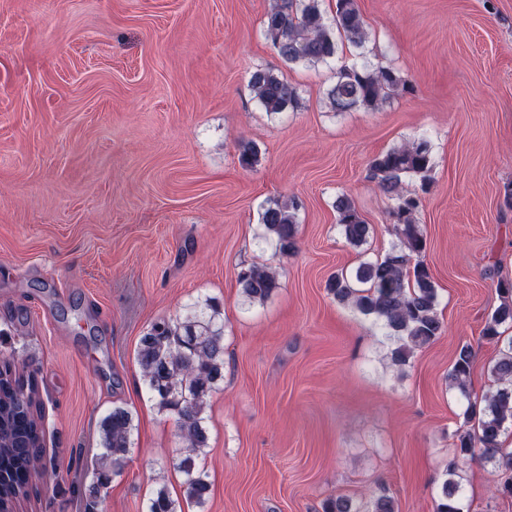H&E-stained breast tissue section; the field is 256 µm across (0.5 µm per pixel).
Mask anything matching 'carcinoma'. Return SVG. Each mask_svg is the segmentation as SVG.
I'll list each match as a JSON object with an SVG mask.
<instances>
[{
	"mask_svg": "<svg viewBox=\"0 0 512 512\" xmlns=\"http://www.w3.org/2000/svg\"><path fill=\"white\" fill-rule=\"evenodd\" d=\"M266 37L279 56L290 64L326 63L334 58L338 40L360 47L367 27L357 0H335L332 18L324 16L321 0H277L264 20ZM254 98L267 112L295 108L297 91L269 70H257L250 78ZM405 84L390 68L343 66L328 90L332 110L346 112L359 107L374 110ZM258 151L250 141L239 147V163L252 168ZM432 147L426 140L395 146L377 155L370 170L378 188L397 200L391 212L401 246L374 262L360 264L354 273L331 276L326 289L336 301L346 303L364 316H371L393 341L390 351L394 365H404L414 352L442 335L444 325L438 314V294L428 266L422 260L426 240L416 213L420 200L402 192V178L415 176L427 183L432 171ZM297 206L273 201L261 213L263 239L275 254L288 256L297 248ZM336 212L346 242L366 243L371 227L357 211L352 199H336ZM244 303L262 304L280 287L278 276L267 265H250L238 273ZM500 304L488 313L482 337L492 343L497 357L489 371L495 387L471 400L467 382L474 359L468 343L455 352L451 385L468 400L463 423L453 435L459 455L492 465L501 476L495 487L499 495L512 496V452L502 447L501 438L512 428V336L501 328L512 325V281L499 279L495 285ZM137 362L143 380L158 411L174 417L184 442L176 467L185 477L187 497L197 507L206 503L210 483L196 465L208 447L206 408L212 391L224 380V313L212 300L196 301L173 319H161L141 336ZM40 400L33 374L17 370L0 359V503H20L37 487L46 464L41 453ZM100 464L89 484L79 486L81 495L95 499L112 477L121 473L132 449V417L115 406L100 423ZM148 512H182L177 501L160 488L148 504ZM324 512H399L397 501L385 494L364 505L338 494L327 500ZM435 512H464L462 477L451 461L446 470Z\"/></svg>",
	"mask_w": 512,
	"mask_h": 512,
	"instance_id": "cac0c4a2",
	"label": "carcinoma"
}]
</instances>
